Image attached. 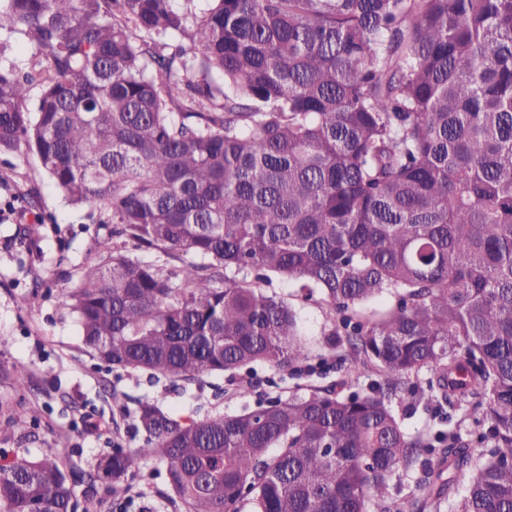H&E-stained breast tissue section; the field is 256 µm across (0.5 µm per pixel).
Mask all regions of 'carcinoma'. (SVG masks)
<instances>
[{
  "label": "carcinoma",
  "mask_w": 512,
  "mask_h": 512,
  "mask_svg": "<svg viewBox=\"0 0 512 512\" xmlns=\"http://www.w3.org/2000/svg\"><path fill=\"white\" fill-rule=\"evenodd\" d=\"M174 2L0 0V152L112 224L58 305L109 369L192 384L309 359L275 276L320 295L350 368L237 414L139 400L142 444L92 480L122 498L152 459L183 512H512V0ZM405 393L488 433L437 450ZM75 498L56 455L0 463V512Z\"/></svg>",
  "instance_id": "carcinoma-1"
}]
</instances>
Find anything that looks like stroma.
Listing matches in <instances>:
<instances>
[{
  "instance_id": "obj_1",
  "label": "stroma",
  "mask_w": 512,
  "mask_h": 512,
  "mask_svg": "<svg viewBox=\"0 0 512 512\" xmlns=\"http://www.w3.org/2000/svg\"><path fill=\"white\" fill-rule=\"evenodd\" d=\"M13 197L22 213L12 223H0V458L59 455L80 494L102 455L115 447L140 446L125 411L134 399H156L182 416L200 419L253 409L266 398L326 386L345 375L348 361L324 349L325 306L298 297L292 283L277 278L269 290L295 308L312 348L311 359L299 370L258 365L236 385L209 375L185 391L143 372L118 374L98 365L82 343L74 316L59 308L56 296L59 289L78 284L96 241L108 233L106 215L70 206L35 156L22 149L0 154V201ZM16 367L29 373L20 390L7 378ZM241 385L250 386L249 395L240 396ZM394 408L408 431L449 428L445 403L417 407L405 395ZM130 485L126 502L97 492L94 512H180L167 497L163 464L147 463Z\"/></svg>"
}]
</instances>
